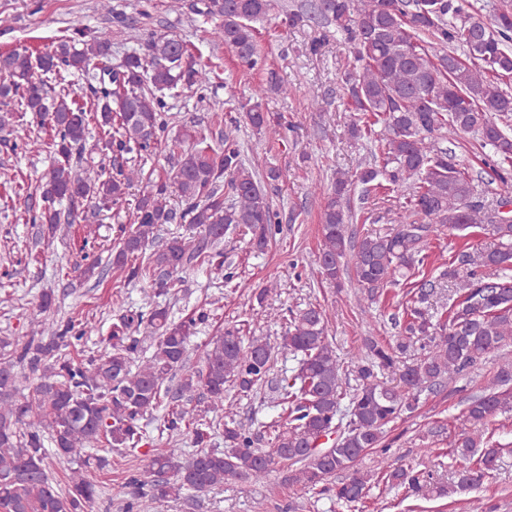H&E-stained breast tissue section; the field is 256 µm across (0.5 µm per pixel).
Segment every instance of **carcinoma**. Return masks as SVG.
<instances>
[{
  "label": "carcinoma",
  "instance_id": "carcinoma-1",
  "mask_svg": "<svg viewBox=\"0 0 512 512\" xmlns=\"http://www.w3.org/2000/svg\"><path fill=\"white\" fill-rule=\"evenodd\" d=\"M197 14L220 21L215 37L244 65L261 61L256 24L272 9L271 0H197ZM319 15L332 23L352 44L359 68L346 78L349 104L361 114L352 124L356 137L378 142L380 164L369 165L350 178L336 177L321 215L322 248L318 266L322 278L339 285L343 259L353 253L354 275L371 298L424 265V245L434 226L456 230L478 228L496 241L491 250H462L455 254L439 279L462 289L448 311V319L432 322L425 303L436 283L425 280L404 309L405 339L394 346L369 344L370 362L358 366L361 384L352 394L343 389L340 363L329 342L322 311L309 307L286 314L288 332L279 347L297 360L291 374L271 376L274 347L259 339L245 340L242 329L224 328L206 351L200 369L186 366L190 338L208 313L194 312L175 322L164 308L142 315L114 318L105 348L97 355L76 359L70 349L91 332L80 319L47 315L53 302L42 297V318L30 321L24 340H0V512H91L98 485L75 469L66 487L50 470L46 443L56 454L73 457L104 441L112 448L143 445V417L166 407L164 429L192 436L196 452L179 459L174 448H155L147 474L132 478L138 496L177 498L184 492H207L240 478L260 483L273 472L294 486L352 504L361 501L371 481L428 488L424 474L411 466L379 472L357 468L362 456L380 447L389 425L418 407L423 392L453 383L479 360L498 357L493 387L468 400L456 417L461 433L451 454L466 461L453 484L435 486L446 496L477 487L491 474L502 452L488 441L481 448L473 437L492 418L512 413V357L500 351L512 344V277L487 270L512 266V136L501 121L512 115V95L501 88L512 78V8H502L492 23L474 19L466 0H319ZM431 41L422 43L420 35ZM458 46L465 57L448 51ZM112 31L76 28L72 36L46 52L20 46L0 52V104L10 101L32 114L49 132L57 161L27 194H39L40 235L56 233L61 221L72 224L87 209H120L129 191L142 180L143 169L126 155H151L166 144L170 116L165 92L178 87L202 89L211 84L212 71L194 59L188 44L163 37L147 45V54H132L114 66ZM63 71L82 76L89 87L94 113L68 93L51 95L49 79ZM257 130L277 132L282 117L259 102L245 113ZM112 127L105 149L112 153V169L79 173L73 154L86 144L90 121ZM451 127L471 133L496 157L493 171L505 194L488 210L474 200L468 174L439 146L437 132ZM229 130L218 132L220 149L202 131L187 130L188 147L167 181H158L137 201L133 224L120 226V242L112 266L129 279H149L167 292L177 287L180 273L196 265L224 268V237L240 232L263 248L278 224L267 192L241 159ZM358 181L366 192L388 188L398 192L414 186L410 206L420 220L400 224L377 235L348 229L350 185ZM175 186L181 209L169 204ZM229 190L224 202L221 187ZM66 204L67 210L58 209ZM189 224L190 233L162 238L159 226L176 219ZM88 263L74 268L88 280L96 275L100 258L85 254ZM147 323L155 341L150 355L135 360L139 340L132 333ZM413 338L425 340L422 353L403 366L401 386L375 380V369L400 363ZM36 383L18 394L19 372ZM177 381L175 388L169 383ZM267 385L287 412L286 422L275 420L266 433H255L224 411L227 392L248 396ZM206 399L196 413L195 398ZM348 399L346 408L341 401ZM224 415V451L208 447L213 425L207 415ZM336 435L325 448L318 440ZM348 476L336 482V474Z\"/></svg>",
  "mask_w": 512,
  "mask_h": 512
}]
</instances>
